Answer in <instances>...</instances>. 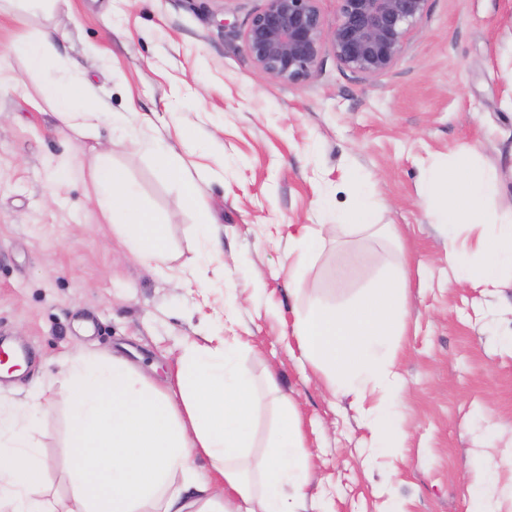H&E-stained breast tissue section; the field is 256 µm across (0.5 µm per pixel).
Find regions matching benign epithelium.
Listing matches in <instances>:
<instances>
[{
    "mask_svg": "<svg viewBox=\"0 0 512 512\" xmlns=\"http://www.w3.org/2000/svg\"><path fill=\"white\" fill-rule=\"evenodd\" d=\"M318 0H266L243 34L254 64L286 84L306 81L327 49L353 72L376 76L397 62L429 0H338L325 26Z\"/></svg>",
    "mask_w": 512,
    "mask_h": 512,
    "instance_id": "obj_1",
    "label": "benign epithelium"
}]
</instances>
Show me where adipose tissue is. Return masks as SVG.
I'll return each instance as SVG.
<instances>
[{
    "instance_id": "1",
    "label": "adipose tissue",
    "mask_w": 512,
    "mask_h": 512,
    "mask_svg": "<svg viewBox=\"0 0 512 512\" xmlns=\"http://www.w3.org/2000/svg\"><path fill=\"white\" fill-rule=\"evenodd\" d=\"M43 94L56 101L70 129L95 131L112 113L89 97L83 79L48 81ZM455 178L428 188L424 205L449 226L492 223L490 236L469 251L448 246V263L476 257L472 284L499 286L512 268V204L489 219L486 203L502 195L497 170L473 159L453 163ZM94 198L113 236L136 262L170 268L173 253L165 226L131 185L111 153L98 154L90 169ZM323 240L319 224H299L288 234L295 291L306 288L305 270ZM372 282L342 304L310 300L293 333L302 356L330 398L360 406L376 447L405 438L398 400L403 384L384 355L408 319V260L397 247ZM237 344L218 335L189 340L171 359L164 381L137 371L121 354L98 361L77 354L43 392L69 405L70 438L64 489L42 482L45 457L38 426L24 403L0 400V512H308L310 457L300 414L275 373L262 385L236 364ZM383 388L385 403L366 407L369 392ZM280 403L268 451L252 456L259 396Z\"/></svg>"
}]
</instances>
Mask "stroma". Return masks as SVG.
Returning a JSON list of instances; mask_svg holds the SVG:
<instances>
[{
	"label": "stroma",
	"instance_id": "stroma-1",
	"mask_svg": "<svg viewBox=\"0 0 512 512\" xmlns=\"http://www.w3.org/2000/svg\"><path fill=\"white\" fill-rule=\"evenodd\" d=\"M264 5L58 0L49 15L0 14V338L27 357L20 374H0V397L25 399L78 353L120 349L164 378L169 351L221 322L242 343L239 367L258 382L275 370L301 413L322 512H467L476 478L512 512V284L459 280L448 238L471 244L482 228L446 233L420 196L423 172L466 153L506 174L512 192V0H429L390 71L355 73L328 50L298 85L271 79L245 50ZM52 28L62 39L47 74L79 72L124 127L81 136L60 125L44 76L14 51ZM151 140L168 146L171 168L140 150ZM106 151L165 220L172 269L134 262L102 220L89 166ZM179 168L201 175L198 206L185 203ZM356 187L409 247V319L393 357L406 439L392 450L373 448L349 400L329 401L292 333L307 297L291 288L288 227L342 223ZM205 214L220 250L197 234ZM356 254L362 262L337 280ZM389 255L382 240L329 235L305 277L342 300ZM198 266L206 281L186 284ZM31 414L44 479L58 483L67 409L41 401Z\"/></svg>",
	"mask_w": 512,
	"mask_h": 512
}]
</instances>
